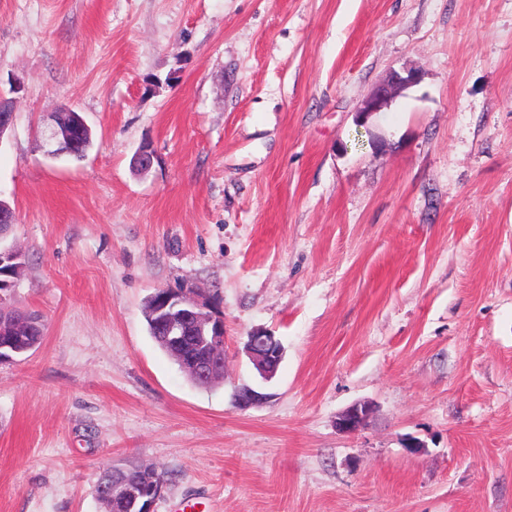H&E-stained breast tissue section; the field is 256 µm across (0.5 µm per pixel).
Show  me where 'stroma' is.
Wrapping results in <instances>:
<instances>
[{
	"label": "stroma",
	"mask_w": 512,
	"mask_h": 512,
	"mask_svg": "<svg viewBox=\"0 0 512 512\" xmlns=\"http://www.w3.org/2000/svg\"><path fill=\"white\" fill-rule=\"evenodd\" d=\"M0 93L46 326L0 363V512H103L130 463L166 472L155 512H512V0H0ZM64 107L84 159L42 148ZM162 288L223 312L213 388L150 336ZM421 75L417 69L391 70L360 104L357 109L361 122H366L371 116L384 111L406 89L417 85ZM247 352L256 370L265 378L271 377L283 358L281 342L268 331H256L248 336ZM371 413V404L358 402L344 410L337 418V427L346 433L359 431L367 422Z\"/></svg>",
	"instance_id": "obj_1"
}]
</instances>
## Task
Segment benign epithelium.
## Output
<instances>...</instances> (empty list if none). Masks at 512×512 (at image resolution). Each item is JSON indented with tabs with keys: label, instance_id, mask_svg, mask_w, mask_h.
<instances>
[{
	"label": "benign epithelium",
	"instance_id": "obj_1",
	"mask_svg": "<svg viewBox=\"0 0 512 512\" xmlns=\"http://www.w3.org/2000/svg\"><path fill=\"white\" fill-rule=\"evenodd\" d=\"M421 75L416 69L391 70L360 104L357 109L360 121L384 111L406 89L418 84ZM14 101L0 95V136L13 123ZM81 135V128L74 127L61 133L56 125L47 127L43 135V147L47 155L56 157L72 154ZM7 265L19 276L25 265V257L18 249L0 250V267ZM152 311L157 324L166 334L168 345L174 350L186 348L189 336H194V351L188 362L202 379L224 374V316L210 309L198 294L187 291L160 289L153 294ZM247 352L256 370L265 378L271 377L283 358L281 342L268 331H256L248 337ZM264 398L249 386L240 390L237 405L248 408ZM371 404L358 402L344 410L337 418V427L346 433L359 431L367 422ZM165 481L160 479L150 490L127 483L112 485L114 499H127L132 505L142 507L141 512H154V504L161 496Z\"/></svg>",
	"mask_w": 512,
	"mask_h": 512
}]
</instances>
